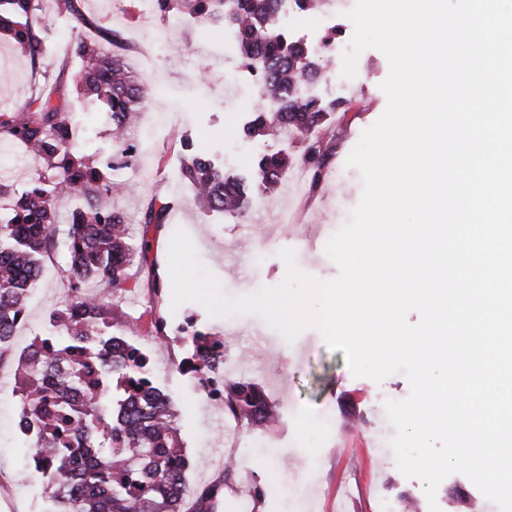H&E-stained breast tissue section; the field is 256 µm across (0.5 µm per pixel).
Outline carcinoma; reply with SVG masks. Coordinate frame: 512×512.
<instances>
[{"label": "carcinoma", "instance_id": "cac0c4a2", "mask_svg": "<svg viewBox=\"0 0 512 512\" xmlns=\"http://www.w3.org/2000/svg\"><path fill=\"white\" fill-rule=\"evenodd\" d=\"M288 0H158L160 11L188 13L231 26L236 49L260 83L266 106L253 110L244 133L273 135L286 128L304 143L298 165L306 168L310 191L326 177L331 140L319 130L336 102L304 95L328 62L317 61L293 40L280 21ZM40 0H0V37L32 56L45 51L46 37L35 23ZM77 81L83 94L103 98L119 139L140 111L148 90L122 61L121 37L112 33V59L97 44L80 41ZM0 136L28 145L43 167L18 191L0 184V199H10L12 217L0 224V363L13 356L15 324L27 309L30 290L44 256L55 251L57 201L79 198L71 212L66 247L68 301L49 316L51 330L38 336L18 360L20 433L38 449L34 472L57 512H183L190 461L176 425L174 403L152 375L150 354L135 343L138 324H114L113 300L131 290L134 261L147 262L151 243L130 241L123 215L106 200L118 184L108 176L111 163L96 166L80 154L70 116L51 95L34 99L12 113L0 114ZM293 165L283 153L265 154L251 179L263 193L274 191ZM181 176L207 211L241 214L247 207L244 179L224 171L218 157L193 156ZM169 203L156 199L144 224L164 223ZM97 281L99 292L85 290ZM150 325L167 340V321L151 307ZM119 331H113L114 327ZM183 346L178 369L202 390L224 372L221 336L192 326L180 330ZM224 409L247 426H266L274 406L249 381L224 383ZM232 472L198 490L190 512H217Z\"/></svg>", "mask_w": 512, "mask_h": 512}]
</instances>
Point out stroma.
<instances>
[{"mask_svg": "<svg viewBox=\"0 0 512 512\" xmlns=\"http://www.w3.org/2000/svg\"><path fill=\"white\" fill-rule=\"evenodd\" d=\"M41 4L37 22L50 32L44 58L31 60L0 39V75L10 78L9 94L0 96V111L18 108L44 87L53 90L54 101L68 102L82 153L95 163H112L110 176L122 186L109 198V207L125 215L133 241L145 235L151 240L153 267H131L136 288L117 301L114 310L118 320H139L137 341L150 351L155 379L175 402L184 451L191 461L188 491L217 481L225 453L237 443L238 466L224 487L219 512H239L240 489L253 484L264 490L254 512H336V495L349 483L357 490L345 502L347 512H411L410 503L425 496L424 485L406 478L390 446L381 443L386 413L375 404L381 395L393 400L408 397L410 386L403 375L379 384L354 376L343 351L331 349L314 329L290 342L254 314L213 317L194 302L172 308L167 270L170 238L182 228L231 297L280 283L286 266L279 252L285 248L295 250L296 264L305 273L321 280L334 278L338 268L328 257L326 244L347 223L362 195L361 175L346 161L362 131L387 106L380 88L389 73L386 57L378 50H365L355 76L346 83L342 56L333 54L321 77L307 85L308 96L351 105L350 111L330 113L323 123L334 131L336 144L317 192L294 189L298 170L293 167L273 195L249 188L251 205L244 215L205 213L181 180L187 155L180 145L182 136H189L194 146L221 150L225 166L242 175L249 174L263 155L282 152L295 160L302 153L300 141L290 134L278 140L243 137L242 128L262 92L258 82L236 83L242 58L225 55L216 32L200 35L169 27L159 10L141 13L138 0H84L87 15L121 34L128 46L126 62L150 89L142 113L124 132L140 148L137 159L127 165L115 148L105 104L75 90L73 74L80 60L69 20L53 11L50 0ZM40 168V160L23 146L0 141V184L25 185ZM156 197L169 202L170 210L162 228L149 232L144 214ZM67 259L62 247L44 258L25 323L14 338L16 355L48 330L49 313L63 307L67 286L60 269ZM155 275L164 285L156 298L148 291ZM150 307L166 318L169 327L190 318L200 330H219L224 337L225 379L261 387L278 406L277 421L265 428H228L223 411L189 376L177 371L182 356L178 339L163 346L151 336L143 316ZM16 365L15 359L0 364V512H48L40 479H20L32 450L17 427ZM436 501L441 512H483L487 503L460 473L441 482Z\"/></svg>", "mask_w": 512, "mask_h": 512, "instance_id": "35a3bbf8", "label": "stroma"}]
</instances>
